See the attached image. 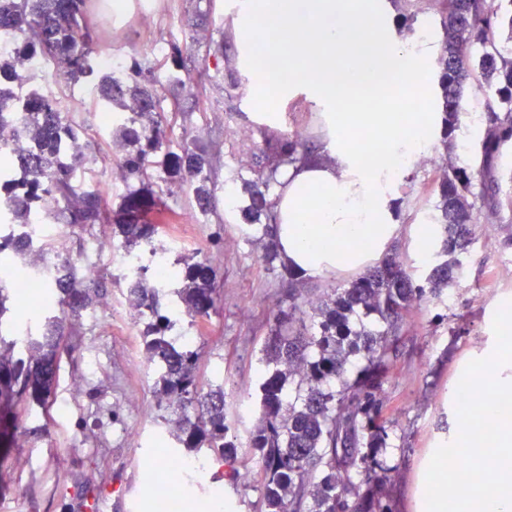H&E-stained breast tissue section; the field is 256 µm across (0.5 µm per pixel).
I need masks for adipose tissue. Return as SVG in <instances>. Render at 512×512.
<instances>
[{
	"instance_id": "1",
	"label": "adipose tissue",
	"mask_w": 512,
	"mask_h": 512,
	"mask_svg": "<svg viewBox=\"0 0 512 512\" xmlns=\"http://www.w3.org/2000/svg\"><path fill=\"white\" fill-rule=\"evenodd\" d=\"M397 0H239L236 69L248 97L269 89L320 110L321 156L281 168L272 224L282 260L303 276L357 273L396 238L399 187L444 121L427 70L436 40L404 29ZM289 38L275 39L281 28ZM418 103L402 111L404 100Z\"/></svg>"
}]
</instances>
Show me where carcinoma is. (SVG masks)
I'll return each instance as SVG.
<instances>
[{"label": "carcinoma", "instance_id": "1", "mask_svg": "<svg viewBox=\"0 0 512 512\" xmlns=\"http://www.w3.org/2000/svg\"><path fill=\"white\" fill-rule=\"evenodd\" d=\"M438 8L444 30L441 74L442 112L451 138L459 123L464 85L470 79L485 89L480 121L479 153L467 166L449 165L438 183L436 220L441 228L439 249L426 271L389 254L351 284L335 292L318 308L316 335L308 334L304 307L309 301L288 294V307L273 313L264 346L266 362L275 368L260 384L261 425L249 432V455L260 465L258 483L264 512H303L312 496L316 512H392L381 487L388 479L373 452L386 447L388 432L377 393L392 369L397 343L408 316L421 303L439 300L458 282L459 255L474 236L475 201L498 209L502 205L497 159L512 142V0H430ZM88 0H0V130L24 118L32 141L27 153L0 146V215L12 231L0 235V251L13 249L25 258L44 254L36 225L64 224L91 231L95 225L115 224L127 243L151 242L156 225L145 220L149 201L144 191L130 190L117 213L104 204L102 188L78 178V170L95 161L99 143L84 136L74 112L60 109L45 73L51 69L66 84L94 88L98 109L121 119L117 129L124 149L117 168L126 184L148 186L159 171L168 183L188 185L198 210H212L208 186L213 155L196 142L182 154L163 151L167 127L164 113L180 111L166 92L186 86L177 72L151 75L150 87H129L127 76L103 71L98 43L88 23ZM299 142L279 141L268 160L265 178L251 185L247 204L240 208L244 235L273 237L267 198L273 175L298 160ZM50 198L53 205L42 206ZM216 266L212 257L184 267V286L177 291L178 308L191 318H210L218 301ZM57 294L45 302L44 331L38 336L0 335V347L21 356L0 359V462L17 446L22 421L17 406L29 400L46 403L58 370L60 354L73 356L69 341L78 319L90 307L108 306L78 259L68 255L53 281ZM128 296L153 321L144 333L147 361L156 374L157 406L196 410L183 419L176 439L184 448L206 450L224 462L225 476L242 481L238 444L229 435L224 390L199 398L198 352L177 349L168 332L171 312L159 309L162 288L141 278L127 282ZM361 354L366 365L347 381L350 357ZM376 486L362 495L352 474Z\"/></svg>", "mask_w": 512, "mask_h": 512}]
</instances>
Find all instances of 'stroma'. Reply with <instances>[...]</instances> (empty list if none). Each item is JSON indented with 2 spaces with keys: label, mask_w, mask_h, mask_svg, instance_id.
Returning a JSON list of instances; mask_svg holds the SVG:
<instances>
[{
  "label": "stroma",
  "mask_w": 512,
  "mask_h": 512,
  "mask_svg": "<svg viewBox=\"0 0 512 512\" xmlns=\"http://www.w3.org/2000/svg\"><path fill=\"white\" fill-rule=\"evenodd\" d=\"M96 2L91 21L100 48L118 66L137 61L164 73L177 61L199 83L198 88L181 90L180 113L167 114L171 129L166 148L178 154L184 143L195 140L217 152L210 182L214 211L192 215L188 187L154 181L153 198L170 215L154 239L177 243L170 255L174 274L161 303L175 306L186 262L200 259L209 251L214 232L223 231L227 248L217 273L216 311L195 324L185 316L177 319L169 336L175 342L192 336L200 356L201 392L223 388L231 432L245 438L259 423L255 400L268 369L262 349L272 310L288 302V281L267 269L266 239L243 235V219L239 211H228L225 194L230 191L238 202L247 201L248 182L256 180L281 135L298 136L302 148L320 152L324 133L318 111L306 101L288 103L273 94L260 102L247 100L244 78L231 63L234 43L226 28V0H152L150 19L132 11L116 22L110 19L112 0ZM61 91L78 106V121L102 149L86 175L111 185L106 205L118 209L127 187L113 181L115 158L122 152L116 128L100 126L90 88L65 85ZM464 99L466 112L454 133V151L446 152L441 145L434 149L440 161L466 164L482 137L474 121L483 101L478 82H470ZM268 110L278 112L281 130L259 124V114ZM437 181V169L418 163L399 189L401 229L391 249L413 266L425 262L413 231L432 221ZM474 222L475 238L461 256L459 291L444 292L440 303L412 318L383 386L389 439L378 456L391 468L383 491L394 512H416L428 453L454 431L455 401L449 389L479 352L494 345V315L503 300L512 298V208L495 213L476 208ZM111 233L108 226L72 237L60 224L44 229L46 243L62 239L72 254L96 256L112 307L83 313L74 338L78 349L73 358L61 360L47 404L22 405L28 433L13 450L19 465L0 467V512H83L84 494L107 490L112 493L111 512H158L161 487L182 498L185 512H260L259 491L233 488L216 462H208L195 483L174 479L163 467L168 453L188 454L176 442L181 415L156 407L155 376L145 363L141 337L148 319L127 318V285L119 270L125 253H133L146 267L152 255L145 244L124 248Z\"/></svg>",
  "instance_id": "1"
}]
</instances>
